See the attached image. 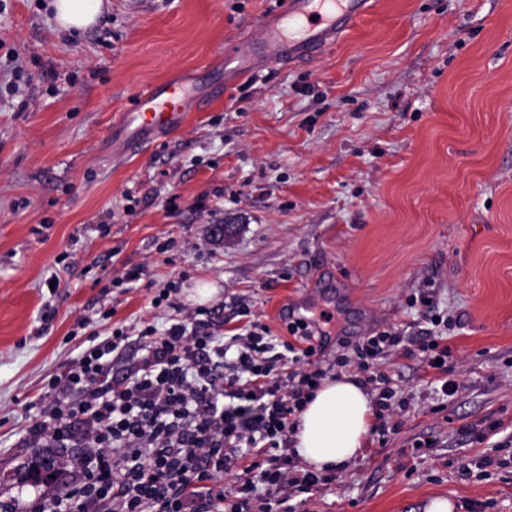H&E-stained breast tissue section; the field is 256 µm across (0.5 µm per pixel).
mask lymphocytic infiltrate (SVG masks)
Segmentation results:
<instances>
[{"mask_svg":"<svg viewBox=\"0 0 512 512\" xmlns=\"http://www.w3.org/2000/svg\"><path fill=\"white\" fill-rule=\"evenodd\" d=\"M200 309L160 331L138 332L141 355L128 374L112 378L107 358L129 343L126 326L83 350L46 384L57 405L31 421L25 439L50 448H73L62 482L42 495L1 505L5 512H293L290 502L335 482L333 472H313L296 461L290 418L300 412L327 374L316 366L314 331L289 324L277 344L270 329L252 320L247 303L235 311L244 323L223 338L202 332ZM424 355L423 363L444 395L448 348L442 334L412 344L406 332L388 329L337 355L354 366L378 395L375 430L385 433L392 377L378 363L389 356ZM232 406H225V399ZM257 414L243 415L245 401ZM232 485H225V478Z\"/></svg>","mask_w":512,"mask_h":512,"instance_id":"obj_1","label":"lymphocytic infiltrate"}]
</instances>
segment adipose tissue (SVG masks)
Masks as SVG:
<instances>
[{
    "label": "adipose tissue",
    "mask_w": 512,
    "mask_h": 512,
    "mask_svg": "<svg viewBox=\"0 0 512 512\" xmlns=\"http://www.w3.org/2000/svg\"><path fill=\"white\" fill-rule=\"evenodd\" d=\"M57 25L82 32L103 15L104 0H52ZM371 401L349 377L324 380L297 416L295 448L314 470L337 468L362 448L369 430Z\"/></svg>",
    "instance_id": "ef3b65f1"
}]
</instances>
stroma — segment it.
<instances>
[{
	"label": "stroma",
	"mask_w": 512,
	"mask_h": 512,
	"mask_svg": "<svg viewBox=\"0 0 512 512\" xmlns=\"http://www.w3.org/2000/svg\"><path fill=\"white\" fill-rule=\"evenodd\" d=\"M48 2L0 0V472L42 456L29 416L92 337L169 327L175 307L151 304L167 282L177 305L203 283L211 305L245 300L283 341L307 313L335 377L357 374L338 339L424 337L427 295L458 391L388 358L405 411L295 510L512 512V0H375L316 60L264 65L122 156L107 136L139 87L248 53L284 0H111L78 36ZM496 420L506 464L481 470Z\"/></svg>",
	"instance_id": "1"
}]
</instances>
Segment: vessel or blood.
<instances>
[{
	"label": "vessel or blood",
	"instance_id": "vessel-or-blood-1",
	"mask_svg": "<svg viewBox=\"0 0 512 512\" xmlns=\"http://www.w3.org/2000/svg\"><path fill=\"white\" fill-rule=\"evenodd\" d=\"M371 0H288L285 10L261 18L251 33L252 50L241 56L224 50V74L250 76L254 63L310 60L369 14ZM198 78H169L140 88L112 125L113 151L127 153L178 129L199 102Z\"/></svg>",
	"mask_w": 512,
	"mask_h": 512
}]
</instances>
